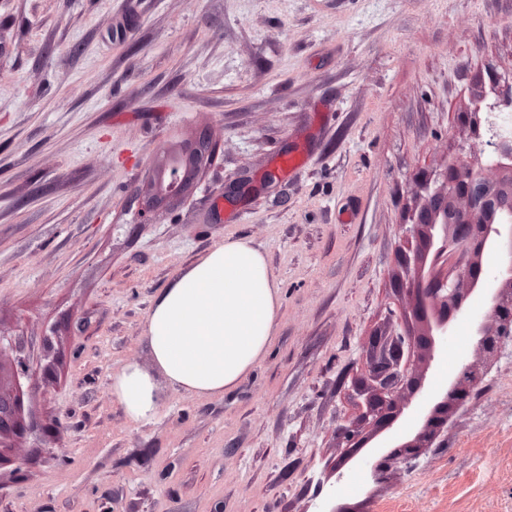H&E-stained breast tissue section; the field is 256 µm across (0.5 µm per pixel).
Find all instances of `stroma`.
<instances>
[{
	"label": "stroma",
	"mask_w": 512,
	"mask_h": 512,
	"mask_svg": "<svg viewBox=\"0 0 512 512\" xmlns=\"http://www.w3.org/2000/svg\"><path fill=\"white\" fill-rule=\"evenodd\" d=\"M512 79V0H0V331L28 425L0 512H512V341L480 398L377 479L347 462L371 336L408 311L401 226ZM216 154L143 223L163 144ZM295 164L282 173L277 159ZM245 240L280 290L264 359L221 397L161 383L132 421L112 376L152 369L156 294Z\"/></svg>",
	"instance_id": "stroma-1"
}]
</instances>
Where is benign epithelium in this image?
<instances>
[{"label": "benign epithelium", "instance_id": "1", "mask_svg": "<svg viewBox=\"0 0 512 512\" xmlns=\"http://www.w3.org/2000/svg\"><path fill=\"white\" fill-rule=\"evenodd\" d=\"M512 109V81L497 86L482 100L483 118L474 132L485 139L488 153L475 159L458 158L448 163L437 185L425 186L411 222L402 226L407 238L420 248L404 256L406 285L412 293L411 314L425 324V333L410 335L396 320L376 336L368 355V391L360 405L357 423L341 424L337 433L349 447L361 441L362 425L391 430L397 448H427L438 436L444 420L435 413L449 411L467 399L464 384L474 387L479 378L472 374L466 357L458 358L454 374L436 388L407 375L405 359L411 350L425 351L426 368L438 366L448 353V336L456 323H469L484 353L492 355L512 333V301L505 289L512 287V136L494 131L496 112ZM213 156L206 138L187 146H163L152 175L140 188L144 223L152 213L183 198ZM490 168L495 179L484 175ZM493 254L497 266L485 270L482 257ZM483 295L487 310L476 313L464 305L465 294ZM0 364V454L25 426L20 406L4 389ZM409 388L414 400L399 403L398 389Z\"/></svg>", "mask_w": 512, "mask_h": 512}]
</instances>
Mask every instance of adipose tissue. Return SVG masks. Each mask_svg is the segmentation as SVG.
<instances>
[{
    "label": "adipose tissue",
    "instance_id": "1",
    "mask_svg": "<svg viewBox=\"0 0 512 512\" xmlns=\"http://www.w3.org/2000/svg\"><path fill=\"white\" fill-rule=\"evenodd\" d=\"M280 306L261 251L243 240L211 248L154 298L146 338L154 371L131 363L112 377L129 418L152 419L158 378L201 396H220L264 358Z\"/></svg>",
    "mask_w": 512,
    "mask_h": 512
}]
</instances>
